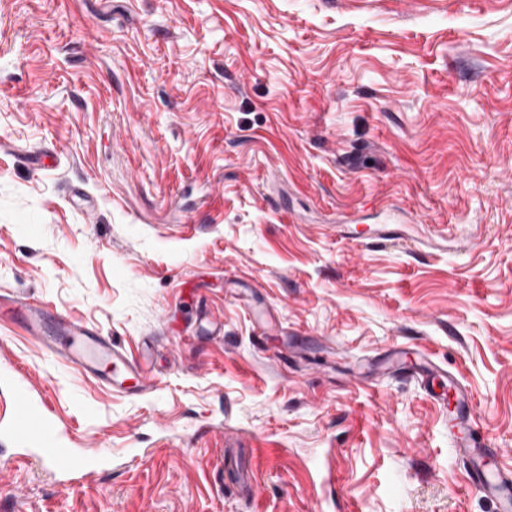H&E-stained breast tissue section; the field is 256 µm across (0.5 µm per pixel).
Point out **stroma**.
<instances>
[{
  "mask_svg": "<svg viewBox=\"0 0 512 512\" xmlns=\"http://www.w3.org/2000/svg\"><path fill=\"white\" fill-rule=\"evenodd\" d=\"M0 294L158 382L1 321L112 459L0 472V512H496L448 397L512 473V0H0ZM0 320L19 325L47 354L97 384L140 395L150 394L157 388L155 377L148 368V345L140 349L138 356L129 354L118 341L103 336L73 317L59 316L54 330L49 333L46 326L50 311L31 297L2 296ZM129 380H135V383L128 385Z\"/></svg>",
  "mask_w": 512,
  "mask_h": 512,
  "instance_id": "1",
  "label": "stroma"
}]
</instances>
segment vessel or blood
<instances>
[{
    "mask_svg": "<svg viewBox=\"0 0 512 512\" xmlns=\"http://www.w3.org/2000/svg\"><path fill=\"white\" fill-rule=\"evenodd\" d=\"M0 320L19 325L55 360L81 372L97 384L120 392L147 395L157 387L148 368L150 349L130 354L118 341L73 317L51 319L46 306L27 297L0 298ZM0 384L7 385L6 409L0 413V438L16 450L0 456V469L15 465L17 456L30 457L58 472L83 480L106 465L110 451L99 444H74L69 428L53 414L46 397L32 383L10 350L0 347ZM471 418L451 420L455 450L470 462V485L493 501L498 512H512V475L485 465L492 450L472 439Z\"/></svg>",
    "mask_w": 512,
    "mask_h": 512,
    "instance_id": "1",
    "label": "vessel or blood"
}]
</instances>
